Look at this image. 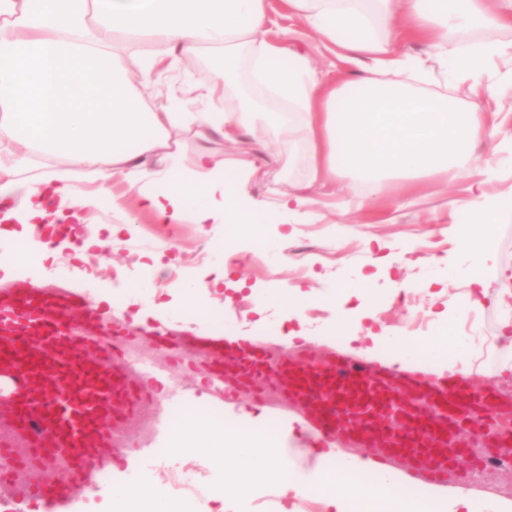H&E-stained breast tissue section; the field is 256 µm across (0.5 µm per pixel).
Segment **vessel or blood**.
Wrapping results in <instances>:
<instances>
[{
	"mask_svg": "<svg viewBox=\"0 0 512 512\" xmlns=\"http://www.w3.org/2000/svg\"><path fill=\"white\" fill-rule=\"evenodd\" d=\"M128 334L123 325L103 323L87 302L67 291L0 289V371L21 389L30 373L45 375L57 392L40 405L19 404L18 426L31 436L27 457L0 446L1 476L27 458L63 461L66 481L31 486L28 498L65 503L111 455L112 428L105 418L125 419L144 398L117 345ZM155 339L174 360L188 348L220 355V362L207 366L212 386L224 387L231 379L243 387L283 386L285 398L303 407L316 433L330 440L359 434L363 446L378 448V462H386L391 450L431 455L425 472L435 482L452 462L481 467L483 455L467 447L465 436L489 448L507 438L498 422L512 415V403L475 392L460 377L438 381L423 371L394 373L341 353L322 365L273 359L258 341L191 339L169 330Z\"/></svg>",
	"mask_w": 512,
	"mask_h": 512,
	"instance_id": "b4317fda",
	"label": "vessel or blood"
}]
</instances>
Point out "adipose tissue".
Listing matches in <instances>:
<instances>
[{
	"label": "adipose tissue",
	"mask_w": 512,
	"mask_h": 512,
	"mask_svg": "<svg viewBox=\"0 0 512 512\" xmlns=\"http://www.w3.org/2000/svg\"><path fill=\"white\" fill-rule=\"evenodd\" d=\"M289 13L304 21L356 67L353 78L321 79L306 56L266 36L265 0H0V200L22 196L17 208L0 212V244L21 266H43L50 256L30 232L59 202L57 220L78 219L86 208L111 200L112 169L140 182L139 196L165 224H228L236 237L262 241L263 216H301L310 198L294 195L250 201L246 186L256 175L248 162L233 163L203 152L191 175L178 168L171 132L197 125L216 131L255 111L251 98L228 94L223 108L204 112H153L130 86L125 67L91 32L88 22L107 18L113 30L150 33L158 49L141 67L144 81L160 78L176 63L192 58L199 46H220L226 61L247 54L253 85L274 92L305 112L303 121L271 123V143H305L314 176L332 182L349 171L382 196L388 178L456 176L473 161V149L490 124L475 98L478 78L494 56L511 55L512 41L461 48L459 30L486 25L512 30V0H284ZM424 43L412 57L399 45ZM451 76L456 95L419 92L417 83L434 70ZM136 152H127L129 143ZM37 148L66 165L20 191L16 176L26 165L25 149ZM161 155L165 168L142 181L140 167ZM86 170L97 183L93 193L77 195L71 170ZM398 350L399 362L418 370L464 353L446 333L412 345L399 333L384 334ZM232 444L225 457L224 444ZM212 465L227 486L249 496L257 479L285 483L293 468L287 449L276 443L221 432L211 444ZM365 460L340 456L332 470L318 471L313 489L331 498L336 512H347L337 484L354 485ZM401 473L384 470L378 484L361 493L366 512L385 502L387 512H416L398 493ZM113 512H176L144 486L112 488Z\"/></svg>",
	"instance_id": "1"
}]
</instances>
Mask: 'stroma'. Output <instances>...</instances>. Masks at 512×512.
I'll use <instances>...</instances> for the list:
<instances>
[{"instance_id": "stroma-1", "label": "stroma", "mask_w": 512, "mask_h": 512, "mask_svg": "<svg viewBox=\"0 0 512 512\" xmlns=\"http://www.w3.org/2000/svg\"><path fill=\"white\" fill-rule=\"evenodd\" d=\"M267 36L282 38L284 30H297L293 48L310 57L320 77L336 79L348 72L346 64L320 47L316 35L290 17L283 0H267ZM134 93L158 110L167 97L192 98L195 87L183 81L180 71L166 72L156 83L144 82L134 61L127 66ZM251 128L234 139L209 130L182 132L179 137L181 166L192 169L198 153L248 159L261 176L250 184L255 199L272 193L307 194L313 199L315 219L281 223L268 215L264 242L254 245L227 237L223 224H162L141 207L137 188L118 182L113 192L116 204L85 210V223L108 240V251L85 248L82 235L60 239L74 272L59 280L55 261L44 268L20 274L0 271L1 288L60 287L94 301L99 292H109L112 304L97 312L108 322L130 327L132 343L139 352L158 358L155 380L149 381L150 406L158 419L154 434L113 450L109 460L113 483L135 481L167 496V473L157 462L159 449L174 439V419L181 412L199 411L205 426L196 434L207 443L212 430L228 429L238 434L260 433L278 437L293 451L297 482H309L320 464L321 449L315 448L303 410L293 403L275 406L251 392L229 388L214 397L206 370L183 371L172 367L165 351L153 342L149 327L162 325L191 336H252L256 340L303 330V337L280 350L292 354L305 349L324 357L332 352L356 355L359 340L341 331L347 321L376 333H407L417 313L430 320L433 333L451 329L465 345L466 373L475 391L512 400V360L502 349L512 344V212L501 215L492 228V259L485 275L473 274L460 243L467 234L479 235L483 225L474 223L476 210L512 191V176L479 177L477 171L450 180H421L416 190L402 192V182L390 180L386 196L375 199L367 181L339 177L335 186L309 185V151L297 145L289 154L267 147L266 123L291 114L303 120L302 112H290L287 102L274 94L261 100ZM483 107L496 113L498 135L494 144L477 142L480 160L512 153V98L483 97ZM225 269L223 284H215L218 269ZM145 283L138 302L128 305V284ZM362 287L349 296L341 291L347 283ZM206 282L207 301L217 309L214 318L197 322L181 316L176 304L178 289ZM302 293L313 304L304 319L289 315L281 305L268 304L255 313L257 300L275 293ZM166 304L170 314L159 317ZM144 323H133L134 314ZM178 468L195 474L212 486L209 494L181 499L184 512H303V497L293 488L263 482L251 496L241 499L225 489L207 452L179 460ZM481 500L485 512H512V469L497 472L473 470L461 476L452 467L444 482L428 487L430 497L455 512L458 493Z\"/></svg>"}]
</instances>
